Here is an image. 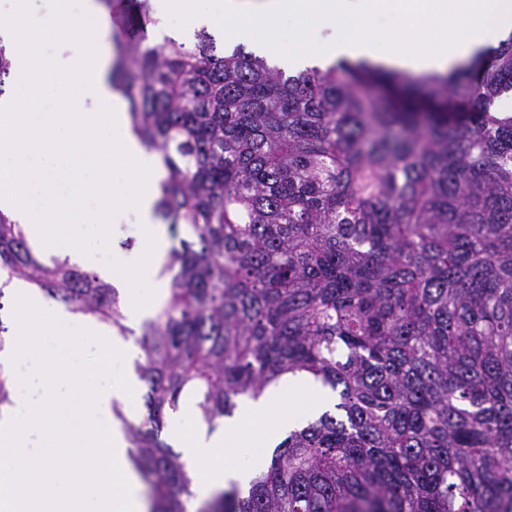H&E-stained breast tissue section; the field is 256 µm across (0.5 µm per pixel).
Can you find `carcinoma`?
<instances>
[{
	"label": "carcinoma",
	"instance_id": "carcinoma-1",
	"mask_svg": "<svg viewBox=\"0 0 512 512\" xmlns=\"http://www.w3.org/2000/svg\"><path fill=\"white\" fill-rule=\"evenodd\" d=\"M134 2L112 85L160 155L174 230L128 427L150 512H186L194 480L161 438L167 412L191 395L212 429L302 371L335 411L199 512H512V116L491 111L512 92V37L412 96L361 62L287 75L219 54L204 30L152 45ZM2 269L134 334L117 288L41 261L0 212Z\"/></svg>",
	"mask_w": 512,
	"mask_h": 512
}]
</instances>
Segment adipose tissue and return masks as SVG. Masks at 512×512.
Here are the masks:
<instances>
[{"instance_id": "obj_1", "label": "adipose tissue", "mask_w": 512, "mask_h": 512, "mask_svg": "<svg viewBox=\"0 0 512 512\" xmlns=\"http://www.w3.org/2000/svg\"><path fill=\"white\" fill-rule=\"evenodd\" d=\"M47 16L27 0L0 11V38L10 47L15 91L0 98V212L22 224L35 249L60 253L111 277L127 295L136 327L169 293L161 269L167 246L155 211L159 160L132 131L111 80L109 22L99 0H47ZM158 23L153 43L183 41L199 31L244 44L287 70L333 65L348 57L409 75L446 74L476 52L512 35V0H152ZM288 20L301 40L283 47L276 34ZM53 98L52 112L35 111ZM98 205L89 210L87 197ZM126 211L148 243L133 257L111 246V222ZM136 268L150 282L135 291L125 275ZM16 342L0 353L9 370L40 364L46 388L31 405L22 387L0 405V512H148L130 463L123 418L132 417L136 379L129 341L110 325L48 302L38 288L12 279ZM101 341L94 363L75 375L61 359L47 360V337L66 332ZM111 375L102 387L97 377ZM79 386L88 397L79 433L56 419L55 388ZM333 399L308 375H287L256 401L244 402L216 429L195 426L178 436L194 471L192 492L205 498L219 485L248 490L264 449L314 417ZM52 433L58 454L27 456L28 433ZM224 448H246L241 463L211 470Z\"/></svg>"}]
</instances>
